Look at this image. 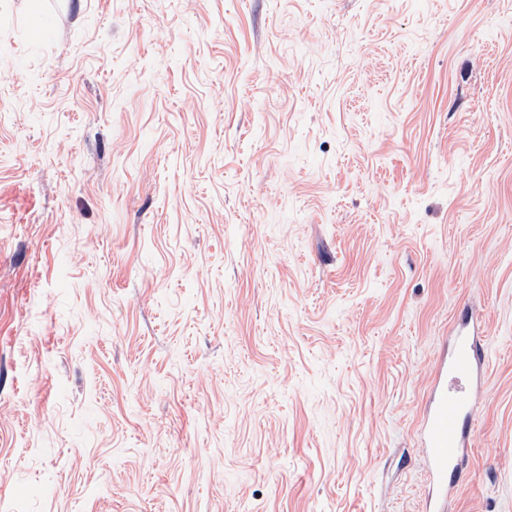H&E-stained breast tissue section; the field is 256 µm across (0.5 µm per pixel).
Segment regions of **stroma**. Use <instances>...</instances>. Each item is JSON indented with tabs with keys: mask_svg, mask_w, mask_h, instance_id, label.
Listing matches in <instances>:
<instances>
[{
	"mask_svg": "<svg viewBox=\"0 0 512 512\" xmlns=\"http://www.w3.org/2000/svg\"><path fill=\"white\" fill-rule=\"evenodd\" d=\"M512 512V0H0V512ZM485 349L472 315L463 314L452 334L451 352L442 364L429 410L420 427L426 449L431 512H444L448 489L463 473L468 426L474 422L475 395L482 384ZM453 382L467 387L453 388Z\"/></svg>",
	"mask_w": 512,
	"mask_h": 512,
	"instance_id": "obj_1",
	"label": "stroma"
}]
</instances>
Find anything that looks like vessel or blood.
I'll return each instance as SVG.
<instances>
[{
    "label": "vessel or blood",
    "instance_id": "1",
    "mask_svg": "<svg viewBox=\"0 0 512 512\" xmlns=\"http://www.w3.org/2000/svg\"><path fill=\"white\" fill-rule=\"evenodd\" d=\"M484 360L485 349L473 318L462 315L420 427L421 445L426 450L431 512H445L448 491L462 476L468 427L475 419V395L482 384Z\"/></svg>",
    "mask_w": 512,
    "mask_h": 512
}]
</instances>
